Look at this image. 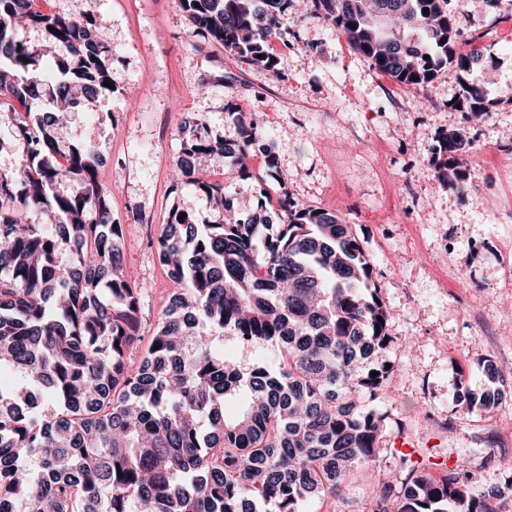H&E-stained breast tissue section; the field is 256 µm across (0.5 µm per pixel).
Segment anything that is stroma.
Listing matches in <instances>:
<instances>
[{
	"label": "stroma",
	"instance_id": "1",
	"mask_svg": "<svg viewBox=\"0 0 512 512\" xmlns=\"http://www.w3.org/2000/svg\"><path fill=\"white\" fill-rule=\"evenodd\" d=\"M461 36L483 63L466 76L441 70L434 91L381 73L336 27L307 16L275 42L276 72L218 45L200 44L178 0H46L42 11L90 15L112 48L111 95L71 113L65 142L94 128L104 163L98 180L123 224L122 267L144 287L141 317L152 331L169 281L157 240L172 205L213 219L207 199L171 181L186 118L208 132L236 134L228 105L253 118L278 162V182L298 204L336 212L352 224L374 262L389 312L391 341L366 368L389 364L388 392L371 402L385 419L384 449L355 471L341 497L314 499L302 512H371L366 491L400 483V457L434 475L463 462L476 490L512 477V0H449ZM318 45L320 54L309 51ZM484 84L494 105L477 119L455 108L466 81ZM208 92L197 96L199 85ZM466 129V188L437 177L440 132ZM152 221H138L140 212ZM504 379L499 404L471 413L459 391L486 387L482 362Z\"/></svg>",
	"mask_w": 512,
	"mask_h": 512
}]
</instances>
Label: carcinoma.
I'll return each instance as SVG.
<instances>
[{"mask_svg": "<svg viewBox=\"0 0 512 512\" xmlns=\"http://www.w3.org/2000/svg\"><path fill=\"white\" fill-rule=\"evenodd\" d=\"M312 4L372 67L409 86L425 89L439 70L468 71L481 56L457 53L448 0ZM179 5L193 36L275 72L273 43L295 19L292 0ZM19 18L46 30L56 67L39 69L40 55L17 36ZM110 51L87 17L0 0V108L20 157L17 171L0 173V200L11 203L0 207V375L15 378L0 380V512H301L339 495L375 461L385 428L357 406L387 391L385 369L360 370L388 337L371 257L336 213L286 191L271 196L276 158L266 156L264 176L249 168L255 123L228 112L236 137L227 140L201 133V121L183 140L173 190L194 186L218 219L200 224L171 209L157 253L172 288L143 342V289L122 274L124 228L97 181L96 141L59 137L58 100L71 111L112 92L103 86ZM486 95L470 85V111H488ZM469 144L463 130L440 135L441 182L463 186ZM213 156L255 181L258 203L243 206L224 183L200 177ZM65 180L82 191H61ZM32 212L52 222L32 224ZM226 341L266 344L275 359L243 370ZM458 402L482 411L497 397L467 389ZM473 483L460 464L440 476L411 467L400 491L372 487L374 512H500L494 502L512 495L508 480L480 496Z\"/></svg>", "mask_w": 512, "mask_h": 512, "instance_id": "carcinoma-1", "label": "carcinoma"}]
</instances>
